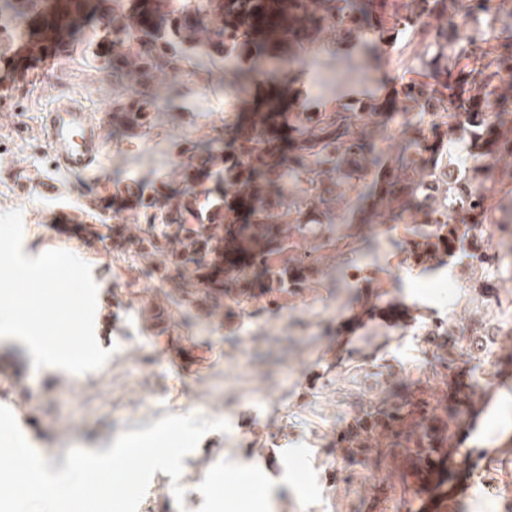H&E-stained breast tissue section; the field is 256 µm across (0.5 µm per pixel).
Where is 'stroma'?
I'll return each instance as SVG.
<instances>
[{"mask_svg": "<svg viewBox=\"0 0 512 512\" xmlns=\"http://www.w3.org/2000/svg\"><path fill=\"white\" fill-rule=\"evenodd\" d=\"M301 54L318 66L303 69L291 92L311 94L321 110L368 92L392 100L403 74L393 61L336 87L334 56L315 46ZM187 84L208 96L207 116L176 109L147 135L106 137L99 162L74 176L53 167L40 114L56 95L77 94L108 123L112 91L100 74L62 56L45 69L28 66L0 87V212L21 210L26 256L63 250L90 266L98 286L95 334L112 352L100 369L75 375L33 369L22 347L2 344L0 404L56 467L65 466L71 447L109 448L120 433L170 414L226 420L228 431L208 432L184 457L177 483L183 504L173 498L170 476L158 471L138 512H227V504H246L260 492L269 512H446L442 496L407 490L389 448L350 444L351 424L355 415L420 390L432 403L444 401L448 370L437 356L448 336H459L491 293L512 299V282L484 288L481 269L457 256L402 264L403 225L374 214L367 201L339 202V223L312 225L302 245L317 247L319 271L306 288L275 300L256 280L238 305L185 301L188 279L180 267L167 253L144 251L148 226L136 208H111L105 239L89 222L73 232L54 230L58 212L78 213L130 178L182 186L169 157L222 125L227 99L214 82L192 77ZM379 291L392 304L427 310L444 335L373 319L356 352L344 351L337 320L363 315ZM186 350L195 362L173 372L170 353ZM479 391L489 404L476 407L479 424L464 441L484 454L471 475L456 473L454 485L468 484L469 491L454 512H512V365ZM216 472L242 474L251 485L214 486Z\"/></svg>", "mask_w": 512, "mask_h": 512, "instance_id": "obj_1", "label": "stroma"}]
</instances>
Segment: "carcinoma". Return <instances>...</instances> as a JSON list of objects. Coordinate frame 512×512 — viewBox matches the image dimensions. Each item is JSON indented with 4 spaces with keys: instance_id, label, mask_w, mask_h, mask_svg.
<instances>
[{
    "instance_id": "1",
    "label": "carcinoma",
    "mask_w": 512,
    "mask_h": 512,
    "mask_svg": "<svg viewBox=\"0 0 512 512\" xmlns=\"http://www.w3.org/2000/svg\"><path fill=\"white\" fill-rule=\"evenodd\" d=\"M49 7L69 17L61 51L119 85L112 131L149 130L162 109L187 101L179 80L185 72H202L219 83L228 72L237 97L279 70L278 62L270 68L240 63L243 54L259 50L251 20L268 11L267 0H150L141 10L118 0L107 17L95 0H0V36L36 41L39 29L26 21ZM280 11L302 21L285 28L284 41H309L333 55L343 43L359 48V58L336 63L343 80L374 68L378 49L392 50L400 38L421 51L402 62L407 77L391 103L363 98L314 111L309 97L298 98L286 116L295 132L286 151L260 152L249 140L226 142L224 132L235 124L229 113L212 138L185 149L179 165L191 174L185 188L148 194L136 180L114 185L116 193L138 199L150 225L147 247L159 252L176 242L172 258L195 266L186 294L231 296L241 303L244 292L200 272L198 255L218 251L226 239L242 257L234 269L237 285L248 283L259 268L271 294L306 287L316 266L307 261L309 254L298 253L296 238L319 223L315 215L321 212L327 223H336V198L349 197L367 176L375 206L392 210L395 223L407 225L408 254L415 261L465 247L470 265L494 280L512 281V9L495 0H280ZM384 112L388 122L413 114L421 124L388 165L374 153L381 132L377 118ZM457 140L466 143L473 165L453 177L448 168L456 163L446 145ZM207 182L211 186L195 190ZM232 190L247 194L238 213L225 207ZM488 226L499 232L492 253L483 245ZM493 298L469 333L478 346L474 353L486 358L496 355V322L512 315L498 295ZM476 396L474 382L450 389L446 422L438 427L431 424L429 401L414 396L358 419L355 438L385 437L415 462L436 457L440 489L455 458L466 460L474 452L453 442Z\"/></svg>"
}]
</instances>
